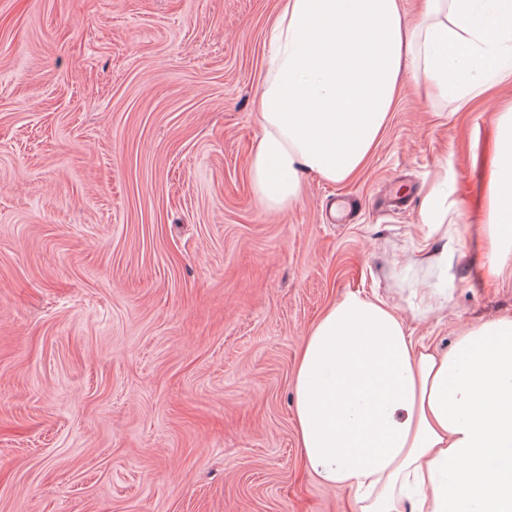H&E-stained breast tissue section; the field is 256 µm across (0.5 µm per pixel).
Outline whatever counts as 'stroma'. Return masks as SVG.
Returning a JSON list of instances; mask_svg holds the SVG:
<instances>
[{"label":"stroma","instance_id":"1","mask_svg":"<svg viewBox=\"0 0 512 512\" xmlns=\"http://www.w3.org/2000/svg\"><path fill=\"white\" fill-rule=\"evenodd\" d=\"M276 9L0 0V512H351L293 425L323 309L377 294L442 351L512 315L473 218L494 101L407 88L355 182L264 209Z\"/></svg>","mask_w":512,"mask_h":512}]
</instances>
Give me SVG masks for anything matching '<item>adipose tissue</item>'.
<instances>
[{
	"label": "adipose tissue",
	"mask_w": 512,
	"mask_h": 512,
	"mask_svg": "<svg viewBox=\"0 0 512 512\" xmlns=\"http://www.w3.org/2000/svg\"><path fill=\"white\" fill-rule=\"evenodd\" d=\"M280 0L254 189L282 211L304 174L353 180L405 83L464 111L512 85V0ZM480 236L491 278L512 269V104L496 116ZM293 404L306 466L355 512H512V317L438 353L376 295L351 292L308 330Z\"/></svg>",
	"instance_id": "1"
}]
</instances>
